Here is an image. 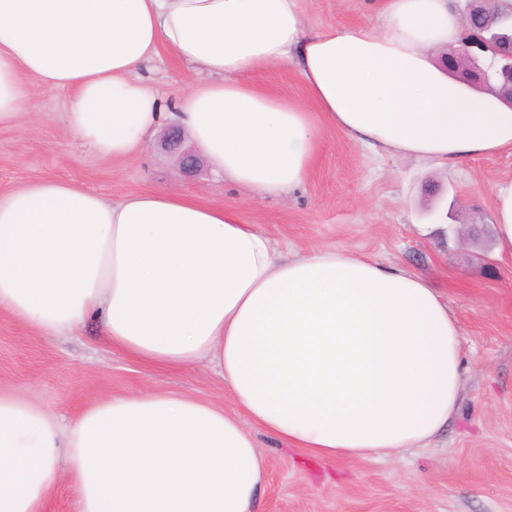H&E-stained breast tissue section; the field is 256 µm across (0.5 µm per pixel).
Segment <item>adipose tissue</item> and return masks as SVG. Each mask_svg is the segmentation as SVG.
Returning a JSON list of instances; mask_svg holds the SVG:
<instances>
[{
    "mask_svg": "<svg viewBox=\"0 0 512 512\" xmlns=\"http://www.w3.org/2000/svg\"><path fill=\"white\" fill-rule=\"evenodd\" d=\"M452 0H379L372 27L311 29L298 0H0V126L67 89L63 120L107 160L176 117L249 198L302 186L332 125L377 152L448 166L512 150V104L445 70ZM169 49L208 74L169 102L134 73ZM293 68L305 90L252 74ZM512 261V180L493 190ZM0 309L46 337L100 322L149 364L210 365L233 411L137 393L64 423L0 391V512H40L69 480L78 512H253L268 461L244 419L318 459L399 455L458 407L461 330L419 274L343 248L282 251L234 207L146 190L113 202L54 179L0 193Z\"/></svg>",
    "mask_w": 512,
    "mask_h": 512,
    "instance_id": "1",
    "label": "adipose tissue"
}]
</instances>
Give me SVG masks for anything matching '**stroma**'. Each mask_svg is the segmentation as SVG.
Listing matches in <instances>:
<instances>
[{
    "label": "stroma",
    "mask_w": 512,
    "mask_h": 512,
    "mask_svg": "<svg viewBox=\"0 0 512 512\" xmlns=\"http://www.w3.org/2000/svg\"><path fill=\"white\" fill-rule=\"evenodd\" d=\"M315 29L366 27L372 0H300ZM169 100L198 72L161 52L140 71ZM39 110L0 127V192L54 178L109 199L144 190L199 191L241 208L279 245L304 253L340 247L406 267L447 296L463 335L459 411L426 447L398 459L321 460L251 432L269 477L254 512H512V263L496 256L493 187L512 180V152L462 161L439 171L412 158L376 154L325 127L316 165L299 189L250 200L215 177L194 175L158 140L137 158L104 160L62 119L70 93L42 89L24 76ZM0 388L27 394L64 420L94 402L134 392L190 395L230 407L223 378L210 366L160 370L102 341L99 322L76 336L48 339L0 310Z\"/></svg>",
    "instance_id": "stroma-1"
}]
</instances>
